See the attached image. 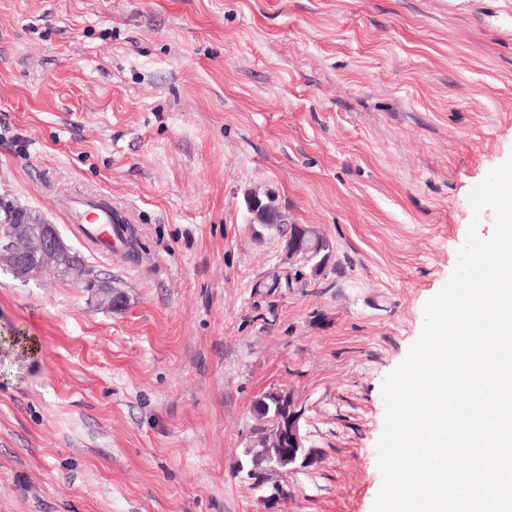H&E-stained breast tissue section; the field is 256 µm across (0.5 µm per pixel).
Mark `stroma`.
<instances>
[{"label":"stroma","mask_w":512,"mask_h":512,"mask_svg":"<svg viewBox=\"0 0 512 512\" xmlns=\"http://www.w3.org/2000/svg\"><path fill=\"white\" fill-rule=\"evenodd\" d=\"M511 157L512 0H0V197L126 293L0 264V512H263L237 464L268 391L319 455L279 512H373L382 383ZM268 191L334 244L308 287L259 286ZM65 193L127 210L143 262ZM60 204L66 222L94 252L112 257L113 251L122 247L119 234L112 227V204L100 197L70 195L63 197Z\"/></svg>","instance_id":"obj_1"}]
</instances>
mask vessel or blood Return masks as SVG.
Listing matches in <instances>:
<instances>
[{"label":"vessel or blood","mask_w":512,"mask_h":512,"mask_svg":"<svg viewBox=\"0 0 512 512\" xmlns=\"http://www.w3.org/2000/svg\"><path fill=\"white\" fill-rule=\"evenodd\" d=\"M61 210L81 239L97 254L108 257L120 247L118 233L112 226V207L102 198L63 197Z\"/></svg>","instance_id":"1"}]
</instances>
